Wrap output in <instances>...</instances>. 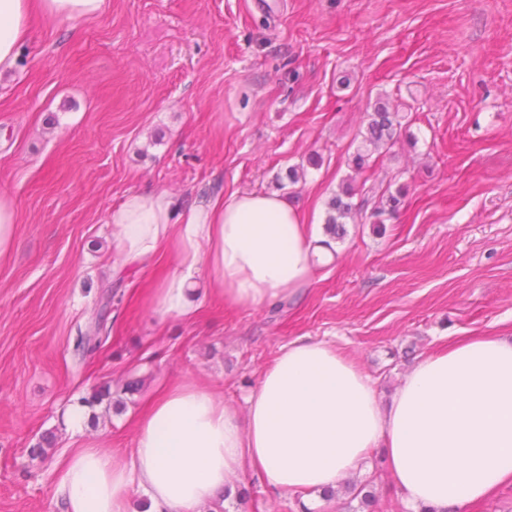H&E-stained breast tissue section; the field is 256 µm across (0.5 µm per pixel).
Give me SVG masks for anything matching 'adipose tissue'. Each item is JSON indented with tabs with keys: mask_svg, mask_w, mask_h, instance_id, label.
Returning a JSON list of instances; mask_svg holds the SVG:
<instances>
[{
	"mask_svg": "<svg viewBox=\"0 0 512 512\" xmlns=\"http://www.w3.org/2000/svg\"><path fill=\"white\" fill-rule=\"evenodd\" d=\"M104 4L0 0V76L12 71L34 15L78 22ZM109 221L124 262L147 263L174 244L177 265L151 297L163 317L198 311L199 266L211 272L214 297L250 308L309 287L331 254L286 199L262 191L188 206L138 191L112 207ZM375 448L417 512L477 502L512 481V339L458 338L407 371L385 407L334 343L293 340L262 372L245 414L196 383L167 387L148 400L129 455L66 451L55 494L65 512H128L136 489L154 512H208L247 470L280 492H330Z\"/></svg>",
	"mask_w": 512,
	"mask_h": 512,
	"instance_id": "obj_1",
	"label": "adipose tissue"
}]
</instances>
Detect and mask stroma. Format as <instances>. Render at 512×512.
Listing matches in <instances>:
<instances>
[{
	"mask_svg": "<svg viewBox=\"0 0 512 512\" xmlns=\"http://www.w3.org/2000/svg\"><path fill=\"white\" fill-rule=\"evenodd\" d=\"M379 101L404 125L359 171ZM346 187L354 210L333 260L260 308L202 295L194 317L159 316L149 296L173 248L122 263L108 222L145 189L187 204L264 191L321 230ZM396 191L399 212L375 223ZM0 195L17 217L0 260V512H60L64 451H129L163 384L197 383L244 412L300 336L336 343L389 401L450 340L512 336V0H106L88 21L34 18L0 80ZM45 436L52 448L33 456ZM356 478L373 512H409L382 452ZM349 500L249 474L224 508Z\"/></svg>",
	"mask_w": 512,
	"mask_h": 512,
	"instance_id": "1",
	"label": "stroma"
}]
</instances>
